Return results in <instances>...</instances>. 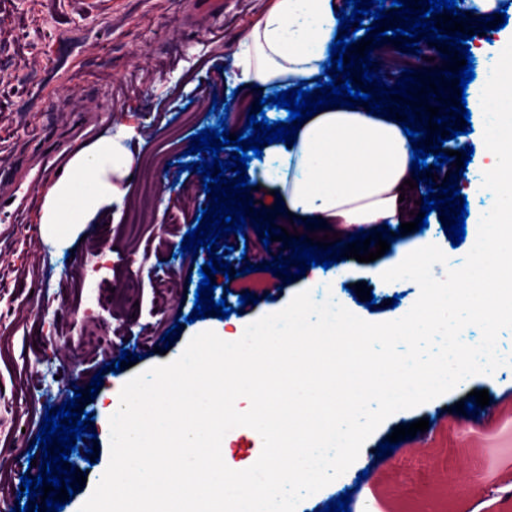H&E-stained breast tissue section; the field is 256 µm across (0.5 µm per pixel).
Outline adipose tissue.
<instances>
[{
  "label": "adipose tissue",
  "mask_w": 512,
  "mask_h": 512,
  "mask_svg": "<svg viewBox=\"0 0 512 512\" xmlns=\"http://www.w3.org/2000/svg\"><path fill=\"white\" fill-rule=\"evenodd\" d=\"M340 8L341 0H271L237 39L228 82L248 95L316 82L329 59ZM498 46L486 75L466 98L470 112L482 119V152L492 160L469 179L470 193L489 202L472 218L485 230L512 220V181L506 178L512 171V31L500 32ZM397 111L389 106L381 117L359 101L351 109L333 105L307 118L296 140L264 146L262 157L251 160L247 174L258 199L272 200L277 220L324 221L343 237L384 222H405L400 188L415 173ZM129 137L119 130L68 158L41 207L42 237L74 241L100 211L123 203L135 165L125 145ZM428 244L425 238L398 244L374 276L413 273L426 256L444 265L441 254L427 253Z\"/></svg>",
  "instance_id": "ef3b65f1"
}]
</instances>
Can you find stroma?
Listing matches in <instances>:
<instances>
[{
  "instance_id": "stroma-1",
  "label": "stroma",
  "mask_w": 512,
  "mask_h": 512,
  "mask_svg": "<svg viewBox=\"0 0 512 512\" xmlns=\"http://www.w3.org/2000/svg\"><path fill=\"white\" fill-rule=\"evenodd\" d=\"M194 0H0V180L21 178L36 170L48 153L57 164L67 159V146L86 145L124 126L136 135L128 146L138 163L164 151L170 167L158 179L151 207L137 233L127 224L129 209L141 197V180L132 178L123 210L100 212L87 225L84 239L57 247L42 240L37 214L28 223H0V496L22 512V478H37L30 458L40 455L34 445L47 408L75 398L89 386L93 372L110 387L134 373L164 363L185 339L177 334L166 354L157 346L176 318L191 313L201 279L199 262L191 255L174 256L180 247L186 216L176 199L181 183L197 180V172L181 170L182 154L193 135L225 119L237 132L241 112L213 110V98H229L233 88L224 78L231 58L225 47L241 36L266 8L268 0H224V18L212 23L199 18ZM372 56L384 82L395 84L404 69L415 79L444 85L446 61H429L413 49L394 45L391 37L373 44ZM449 219L437 220L412 238L427 235L448 259L447 268L462 266L476 242L478 228L470 224L459 246L444 233ZM106 242L103 268L92 271L93 249ZM350 271V283H368L376 297L367 308L351 296L350 310L361 319L379 323L400 318L419 297L408 281L382 283L371 277V264L339 257ZM447 268L434 269L443 278ZM172 278L164 312L153 315L157 280ZM259 288L250 279L216 274L215 297L232 307L227 331L288 305L302 290L315 302H325L329 289L308 276L259 274ZM251 287L253 304L239 296ZM129 327L133 352L140 359L112 373L108 365L125 345L118 335ZM174 328V327H173ZM488 390L490 414L454 412L456 402L474 390ZM78 411L90 413L91 433L71 454L85 486L75 488L62 512H79L109 462L105 442L94 441L100 430L99 400L78 399ZM430 419L421 442L423 456H413L414 438L401 440L387 453L373 479L384 482L391 512H512V501H492L487 484L512 480V366L496 369L491 378L473 376L460 387L418 407L399 411L380 424L365 443V451L386 441L395 426ZM97 448L96 462L84 452ZM477 475L460 498L430 500L435 474Z\"/></svg>"
}]
</instances>
